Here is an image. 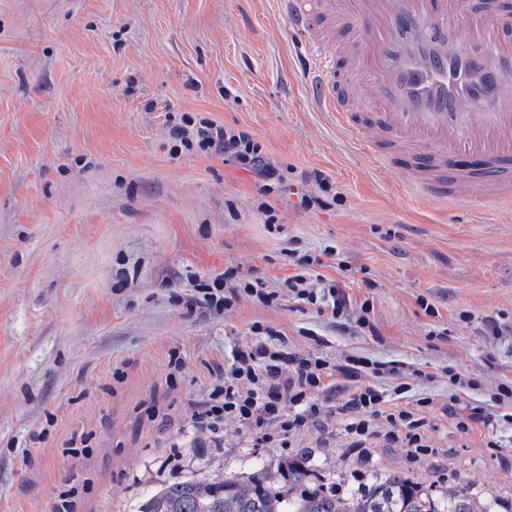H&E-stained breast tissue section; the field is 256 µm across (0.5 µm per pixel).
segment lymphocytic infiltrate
I'll use <instances>...</instances> for the list:
<instances>
[{
    "instance_id": "obj_1",
    "label": "lymphocytic infiltrate",
    "mask_w": 512,
    "mask_h": 512,
    "mask_svg": "<svg viewBox=\"0 0 512 512\" xmlns=\"http://www.w3.org/2000/svg\"><path fill=\"white\" fill-rule=\"evenodd\" d=\"M168 127L173 153L214 152L252 172L264 186L284 182L249 130L226 128L187 114L180 121L169 122ZM333 254L330 247L319 257L289 250L296 272L284 280V288L293 298L329 313L332 319L348 317L358 330L373 331L371 302H362L354 312L339 282H326L318 290L311 284L312 266ZM201 289V304L218 312L231 309L242 295L263 304L272 303L279 296L278 291L268 290L263 280L239 277L231 270L202 284ZM251 332L252 340L233 349L224 370L213 381L207 400L192 414L194 429L217 434L222 432L225 420L233 419L252 432L256 444L265 445L321 426L325 414L322 397L339 393L343 396L340 410L344 430L352 437L353 447H365L369 438L378 436L387 447L406 448L414 455L432 454L426 431L430 425L427 415L436 409L433 399L421 397L412 404L403 402L402 396L409 390L405 383L390 391L359 384L365 370L378 376L384 374V363L360 357L332 363L314 352L286 351L287 339L283 336L277 343H270V330L262 324H253Z\"/></svg>"
}]
</instances>
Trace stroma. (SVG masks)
I'll return each instance as SVG.
<instances>
[{
  "label": "stroma",
  "instance_id": "obj_1",
  "mask_svg": "<svg viewBox=\"0 0 512 512\" xmlns=\"http://www.w3.org/2000/svg\"><path fill=\"white\" fill-rule=\"evenodd\" d=\"M315 52L275 0H0V512H54L72 488L74 512H135L161 485L304 449L345 492L400 472L512 507V425L498 421L462 432L436 417L438 453L416 460L376 439L351 448L334 398L323 427L283 445L256 447L234 421L217 439L188 432L257 322L334 363H393L410 401L454 395L493 414L512 379V334L484 331L512 319V203L429 202L401 167L374 165L311 107ZM169 113L248 129L286 177L317 169L331 191L301 209L222 156L171 153ZM328 246L317 274L350 268L345 291L371 300L375 334L285 293L221 313L191 303L225 269L274 286L289 250ZM452 371L477 388L452 387Z\"/></svg>",
  "mask_w": 512,
  "mask_h": 512
}]
</instances>
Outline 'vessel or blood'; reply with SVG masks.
Here are the masks:
<instances>
[{"label": "vessel or blood", "mask_w": 512, "mask_h": 512, "mask_svg": "<svg viewBox=\"0 0 512 512\" xmlns=\"http://www.w3.org/2000/svg\"><path fill=\"white\" fill-rule=\"evenodd\" d=\"M295 32L325 42L309 87L376 165L401 162L412 188L439 203L512 200V0H473L490 25L464 34L460 0H276ZM359 16L368 34L349 30ZM366 72L357 82V72ZM367 98L370 110L355 104Z\"/></svg>", "instance_id": "vessel-or-blood-1"}]
</instances>
